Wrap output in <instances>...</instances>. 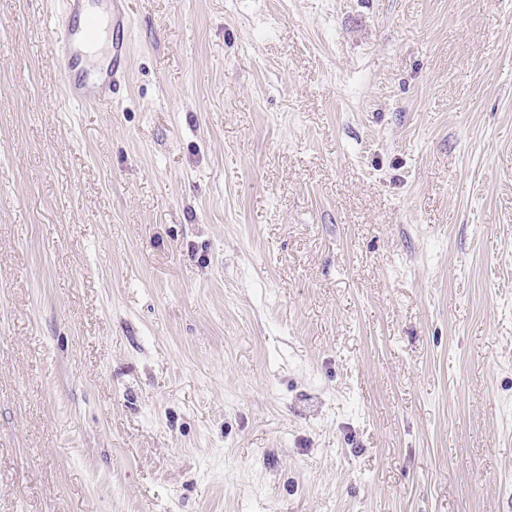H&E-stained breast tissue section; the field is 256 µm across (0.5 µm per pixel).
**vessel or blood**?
I'll use <instances>...</instances> for the list:
<instances>
[{
	"label": "vessel or blood",
	"instance_id": "obj_1",
	"mask_svg": "<svg viewBox=\"0 0 512 512\" xmlns=\"http://www.w3.org/2000/svg\"><path fill=\"white\" fill-rule=\"evenodd\" d=\"M99 0H64L60 16L49 26L50 48L57 62V74L69 103L90 108L111 103L112 95L124 83L130 68L128 32L130 18L123 0H111L110 24L116 32L111 44V64L95 81L85 73L84 51L89 43L92 18Z\"/></svg>",
	"mask_w": 512,
	"mask_h": 512
}]
</instances>
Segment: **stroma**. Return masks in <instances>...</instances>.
Here are the masks:
<instances>
[{"instance_id": "stroma-1", "label": "stroma", "mask_w": 512, "mask_h": 512, "mask_svg": "<svg viewBox=\"0 0 512 512\" xmlns=\"http://www.w3.org/2000/svg\"><path fill=\"white\" fill-rule=\"evenodd\" d=\"M128 6L0 0V512H512V0ZM99 1L65 0L60 17H53L49 26L50 48L57 62L64 97L69 103L83 108L110 104L112 93L126 81L130 68L128 32L131 21L123 0H108L109 21L113 31L116 30V39L111 44V64L95 81L87 79L84 49L89 43L92 18L96 16L94 11ZM104 49L102 38L87 49L95 59L100 58L102 68L110 62V56H102Z\"/></svg>"}]
</instances>
